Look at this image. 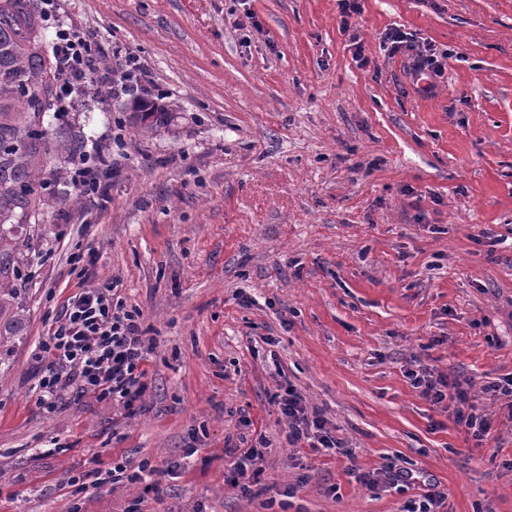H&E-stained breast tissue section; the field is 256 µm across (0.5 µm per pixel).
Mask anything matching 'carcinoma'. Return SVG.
Here are the masks:
<instances>
[{
  "mask_svg": "<svg viewBox=\"0 0 512 512\" xmlns=\"http://www.w3.org/2000/svg\"><path fill=\"white\" fill-rule=\"evenodd\" d=\"M39 0H0V336H20L27 316L8 274L18 261L17 229L50 202L77 208L82 192H48L67 184V164L80 152L71 134L44 124L61 72L48 52ZM167 109L136 104L131 124L141 134L167 123Z\"/></svg>",
  "mask_w": 512,
  "mask_h": 512,
  "instance_id": "1",
  "label": "carcinoma"
}]
</instances>
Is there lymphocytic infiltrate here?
<instances>
[{"mask_svg": "<svg viewBox=\"0 0 512 512\" xmlns=\"http://www.w3.org/2000/svg\"><path fill=\"white\" fill-rule=\"evenodd\" d=\"M55 48L65 69L56 111H69L72 94L90 80L96 82L104 97L133 94L130 75L116 77L102 69L100 48L85 33L58 30ZM112 169L111 158L103 155L96 165L76 164L69 176L86 196L103 197L110 188ZM152 347V340L143 334L141 314L115 300L112 287L79 289L67 298L60 316L52 320L39 342L37 402L50 411L63 395L73 392L133 409L148 389L146 363ZM409 377L426 401L437 405L452 400L455 423L465 427L476 442L488 437L490 421L479 413L468 383L448 381L424 366L410 371ZM277 404L288 419L292 442L305 441L326 451L350 455V448L325 431L322 417L309 412L296 389L285 387L277 396ZM147 471L144 465L131 469L119 463L105 471L96 469L70 476L69 483L75 494L81 495L107 484L143 479Z\"/></svg>", "mask_w": 512, "mask_h": 512, "instance_id": "f902f5d3", "label": "lymphocytic infiltrate"}]
</instances>
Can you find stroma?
Masks as SVG:
<instances>
[{
  "label": "stroma",
  "mask_w": 512,
  "mask_h": 512,
  "mask_svg": "<svg viewBox=\"0 0 512 512\" xmlns=\"http://www.w3.org/2000/svg\"><path fill=\"white\" fill-rule=\"evenodd\" d=\"M63 26L113 73L133 57L140 91L51 120L114 169L9 274L29 322L0 340V512H402L418 485L359 479L389 462L447 489L442 512H512V398L483 393L512 377V0H361L346 23L337 0H62L47 43ZM392 27L448 51L443 77L387 51ZM136 97L168 124L136 134ZM82 283L117 284L155 339L132 414L35 402V347ZM417 362L468 381L483 443ZM288 385L353 458L290 441ZM122 461L156 491L72 495V470Z\"/></svg>",
  "instance_id": "1"
}]
</instances>
